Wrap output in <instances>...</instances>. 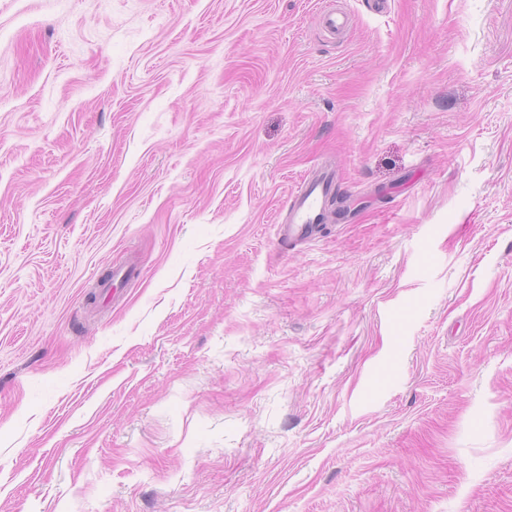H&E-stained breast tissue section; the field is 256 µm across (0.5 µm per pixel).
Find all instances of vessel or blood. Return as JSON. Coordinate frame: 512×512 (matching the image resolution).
Listing matches in <instances>:
<instances>
[{
    "mask_svg": "<svg viewBox=\"0 0 512 512\" xmlns=\"http://www.w3.org/2000/svg\"><path fill=\"white\" fill-rule=\"evenodd\" d=\"M334 189V174L325 168L309 172L299 189L290 196L287 223L279 225L280 240L305 241L315 233V226L324 212V203Z\"/></svg>",
    "mask_w": 512,
    "mask_h": 512,
    "instance_id": "obj_1",
    "label": "vessel or blood"
}]
</instances>
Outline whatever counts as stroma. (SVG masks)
<instances>
[{
  "label": "stroma",
  "instance_id": "1",
  "mask_svg": "<svg viewBox=\"0 0 512 512\" xmlns=\"http://www.w3.org/2000/svg\"><path fill=\"white\" fill-rule=\"evenodd\" d=\"M0 512H512V0H0ZM334 173L326 168H316L303 179L299 189L290 195L289 219L278 224L280 240L306 241L315 233V225L324 213V203L334 189Z\"/></svg>",
  "mask_w": 512,
  "mask_h": 512
}]
</instances>
